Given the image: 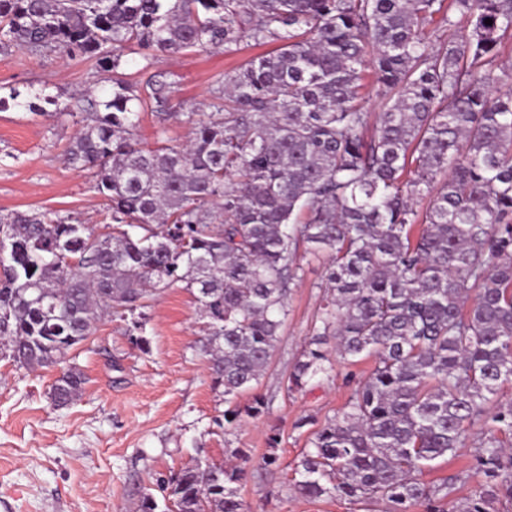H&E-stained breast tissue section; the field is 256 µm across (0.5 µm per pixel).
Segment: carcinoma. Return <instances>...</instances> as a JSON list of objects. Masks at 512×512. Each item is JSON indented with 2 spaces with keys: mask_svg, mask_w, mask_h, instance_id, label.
<instances>
[{
  "mask_svg": "<svg viewBox=\"0 0 512 512\" xmlns=\"http://www.w3.org/2000/svg\"><path fill=\"white\" fill-rule=\"evenodd\" d=\"M437 21L447 38L428 35ZM509 36L512 0H0V51L92 59L112 83L65 152L92 172L112 231L0 213V358L59 364L96 322L179 283L207 319L202 352L234 429L269 409L238 399L269 366L302 246L327 262L288 390L334 379L339 361L374 365L312 433L295 491L387 512L512 507V402L487 408L512 382V90L493 94L512 79ZM244 39L280 46L219 76L207 112L176 109L167 72L118 75L129 45L189 54ZM370 75L385 88L376 118ZM142 106L162 126L184 117L189 143L142 146ZM85 383L67 369L52 400L68 405ZM461 448L486 485L450 500L464 477L421 475ZM243 476L185 466L164 509L146 494L138 512H248Z\"/></svg>",
  "mask_w": 512,
  "mask_h": 512,
  "instance_id": "obj_1",
  "label": "carcinoma"
}]
</instances>
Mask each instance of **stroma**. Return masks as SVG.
<instances>
[{
	"label": "stroma",
	"mask_w": 512,
	"mask_h": 512,
	"mask_svg": "<svg viewBox=\"0 0 512 512\" xmlns=\"http://www.w3.org/2000/svg\"><path fill=\"white\" fill-rule=\"evenodd\" d=\"M274 44L242 41L232 50L192 54L157 52L150 59L126 53L123 73L133 80L165 71L175 100L203 108L216 78L239 69ZM104 77L94 61L24 50L0 52V96L47 88L63 107L100 94ZM77 131L74 118L8 107L0 111V212L39 209L79 217L99 229L108 224L90 172L70 168L64 151ZM302 280L292 291L280 342L255 394L269 399L267 413L227 432L215 424L225 409L201 353L205 320L181 286L148 301L140 334L129 321L95 323L87 343L67 363L87 379L82 395L63 408L50 400L60 367L24 368L0 359V512H137L144 494L162 498L161 478L196 461L224 462L234 449L247 456L238 493L249 512H385L381 502L353 504L340 497L309 499L293 489L294 465L315 425L335 416L356 381L373 366L366 359L338 364L331 381L288 391V375L311 335L323 261L305 256ZM276 454L267 466L263 456ZM466 474L458 496L485 485L468 449L441 462L423 479L437 483Z\"/></svg>",
	"instance_id": "obj_1"
}]
</instances>
